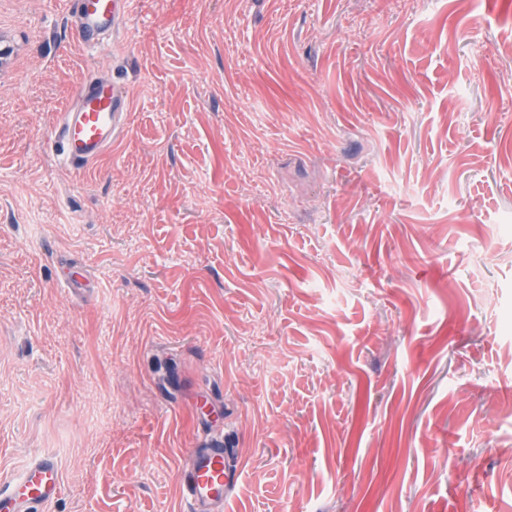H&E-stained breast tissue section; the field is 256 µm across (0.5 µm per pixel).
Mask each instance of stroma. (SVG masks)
I'll use <instances>...</instances> for the list:
<instances>
[{
	"label": "stroma",
	"instance_id": "35a3bbf8",
	"mask_svg": "<svg viewBox=\"0 0 512 512\" xmlns=\"http://www.w3.org/2000/svg\"><path fill=\"white\" fill-rule=\"evenodd\" d=\"M67 10L0 0V484L184 512L220 439L224 512H512V0ZM92 75L129 109L78 172ZM74 1L67 27L73 37L85 44L98 45L99 39L116 28L126 12L127 0ZM24 51L22 44L17 42L13 34L4 29H0V74L11 73L17 63V60ZM62 487L55 459L48 454L36 456L26 463L18 479L0 489V511L38 512L59 496Z\"/></svg>",
	"mask_w": 512,
	"mask_h": 512
}]
</instances>
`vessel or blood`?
I'll return each instance as SVG.
<instances>
[{"instance_id":"vessel-or-blood-1","label":"vessel or blood","mask_w":512,"mask_h":512,"mask_svg":"<svg viewBox=\"0 0 512 512\" xmlns=\"http://www.w3.org/2000/svg\"><path fill=\"white\" fill-rule=\"evenodd\" d=\"M127 0H75L67 18L73 37L85 44L98 43L111 32L126 12ZM126 111L120 87L97 78H88L73 104L61 114L58 137L63 155L75 170L96 161L112 144L118 117ZM223 443L190 450L191 469L185 478L186 496L192 512H224V501L238 475L228 469ZM63 481L55 459L36 456L23 468L21 476L0 489V512H41L62 491Z\"/></svg>"}]
</instances>
